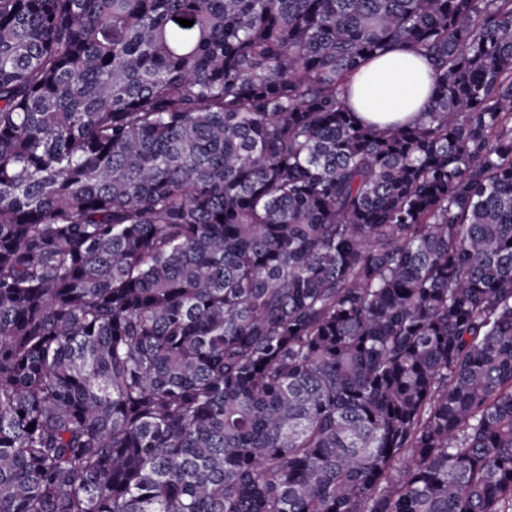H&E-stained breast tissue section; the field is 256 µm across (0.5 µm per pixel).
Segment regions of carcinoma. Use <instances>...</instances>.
<instances>
[{"label": "carcinoma", "instance_id": "carcinoma-1", "mask_svg": "<svg viewBox=\"0 0 512 512\" xmlns=\"http://www.w3.org/2000/svg\"><path fill=\"white\" fill-rule=\"evenodd\" d=\"M0 512H512V0H0ZM432 85V69L424 59L394 49L369 61L353 80L350 100L359 117L386 125L414 120Z\"/></svg>", "mask_w": 512, "mask_h": 512}]
</instances>
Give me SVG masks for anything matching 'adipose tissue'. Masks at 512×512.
Segmentation results:
<instances>
[{
  "label": "adipose tissue",
  "mask_w": 512,
  "mask_h": 512,
  "mask_svg": "<svg viewBox=\"0 0 512 512\" xmlns=\"http://www.w3.org/2000/svg\"><path fill=\"white\" fill-rule=\"evenodd\" d=\"M432 84V69L413 53L395 49L369 61L353 80L351 105L363 120L386 125L414 120Z\"/></svg>",
  "instance_id": "obj_1"
}]
</instances>
